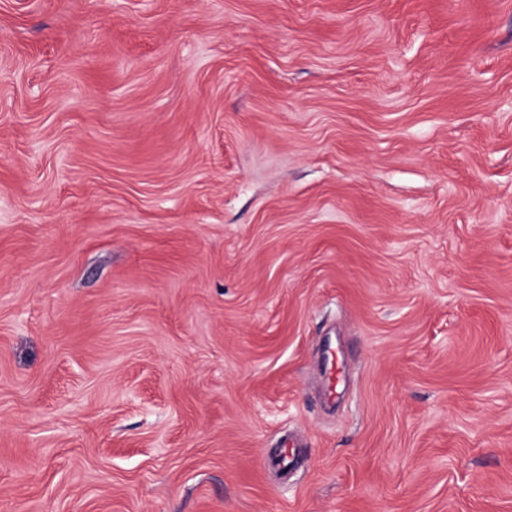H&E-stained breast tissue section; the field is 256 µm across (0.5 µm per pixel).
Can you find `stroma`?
Returning a JSON list of instances; mask_svg holds the SVG:
<instances>
[{
    "label": "stroma",
    "instance_id": "obj_1",
    "mask_svg": "<svg viewBox=\"0 0 512 512\" xmlns=\"http://www.w3.org/2000/svg\"><path fill=\"white\" fill-rule=\"evenodd\" d=\"M0 512H512V0H0Z\"/></svg>",
    "mask_w": 512,
    "mask_h": 512
}]
</instances>
